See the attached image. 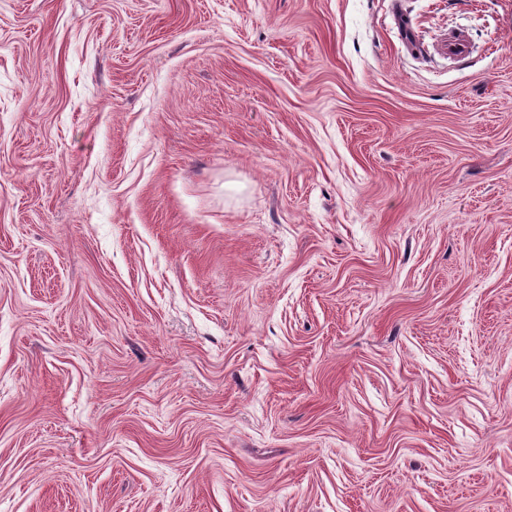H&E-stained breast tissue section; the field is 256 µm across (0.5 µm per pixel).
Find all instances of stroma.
<instances>
[{
    "instance_id": "35a3bbf8",
    "label": "stroma",
    "mask_w": 512,
    "mask_h": 512,
    "mask_svg": "<svg viewBox=\"0 0 512 512\" xmlns=\"http://www.w3.org/2000/svg\"><path fill=\"white\" fill-rule=\"evenodd\" d=\"M0 512H512V0H0Z\"/></svg>"
}]
</instances>
